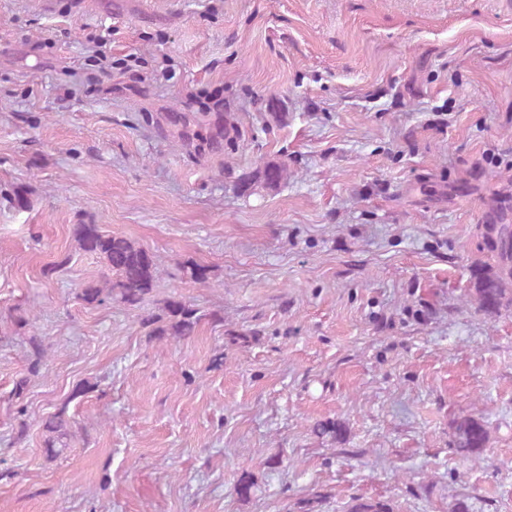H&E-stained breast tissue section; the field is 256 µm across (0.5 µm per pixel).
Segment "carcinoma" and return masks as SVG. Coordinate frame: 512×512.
I'll return each instance as SVG.
<instances>
[{"label": "carcinoma", "mask_w": 512, "mask_h": 512, "mask_svg": "<svg viewBox=\"0 0 512 512\" xmlns=\"http://www.w3.org/2000/svg\"><path fill=\"white\" fill-rule=\"evenodd\" d=\"M224 123L215 127L209 136L208 146L212 153H224ZM288 170L285 162L267 164L253 178L241 181L243 192L249 193L257 183L274 186L284 180ZM491 217L485 224L476 226L480 238L481 256L469 264L470 285L467 297L490 316L512 310V255L502 249V241L512 238V195H500L490 208ZM73 238L79 249L102 258L112 276L96 283H88L80 289V300L89 306L119 303L139 308L152 301L153 293L161 276L159 257L143 246L123 236L114 235L98 224L73 225ZM182 278L193 283L207 284L210 269L196 262L180 266ZM215 312H206L182 297L167 296L157 302V313L146 319L148 335L157 339L184 340L197 332L205 321L216 322ZM30 346L27 374L18 378L8 396L11 402L24 400L30 377L40 373L46 365V351L37 336L28 337ZM69 402L62 403L53 414L42 422L44 452L47 459L61 457L69 448L73 421ZM490 432L481 415L459 418L452 425V444L463 460H478L488 447ZM257 483L248 476H241L236 485V495L247 500L254 494Z\"/></svg>", "instance_id": "1"}]
</instances>
